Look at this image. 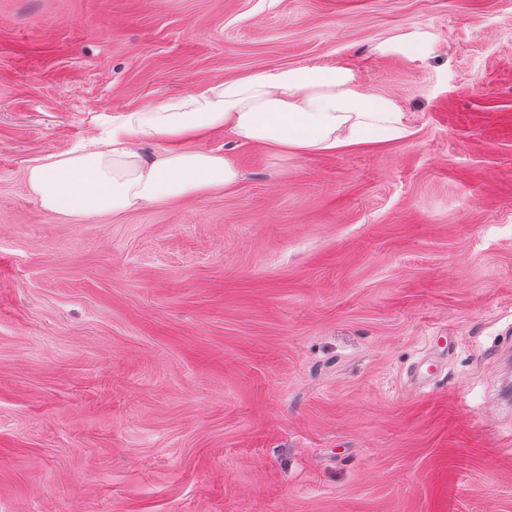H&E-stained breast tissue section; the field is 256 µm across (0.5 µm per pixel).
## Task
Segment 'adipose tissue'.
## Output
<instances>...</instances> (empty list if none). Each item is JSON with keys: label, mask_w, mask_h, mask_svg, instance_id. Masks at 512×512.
<instances>
[{"label": "adipose tissue", "mask_w": 512, "mask_h": 512, "mask_svg": "<svg viewBox=\"0 0 512 512\" xmlns=\"http://www.w3.org/2000/svg\"><path fill=\"white\" fill-rule=\"evenodd\" d=\"M214 128L279 154L333 152L408 133L396 103L370 93L352 70L286 68L227 81L153 112L125 114L105 137L30 166L27 186L44 210L78 217L228 189L240 179L234 160L190 145ZM159 141L177 147L142 152V144Z\"/></svg>", "instance_id": "1"}]
</instances>
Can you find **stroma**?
I'll return each mask as SVG.
<instances>
[{"label": "stroma", "instance_id": "35a3bbf8", "mask_svg": "<svg viewBox=\"0 0 512 512\" xmlns=\"http://www.w3.org/2000/svg\"><path fill=\"white\" fill-rule=\"evenodd\" d=\"M301 66L408 135L213 130L238 184L119 215L26 186L113 117ZM506 338L512 0H0V512H512ZM390 48L410 58L424 57L432 51V38L425 32H414L395 41Z\"/></svg>", "mask_w": 512, "mask_h": 512}]
</instances>
